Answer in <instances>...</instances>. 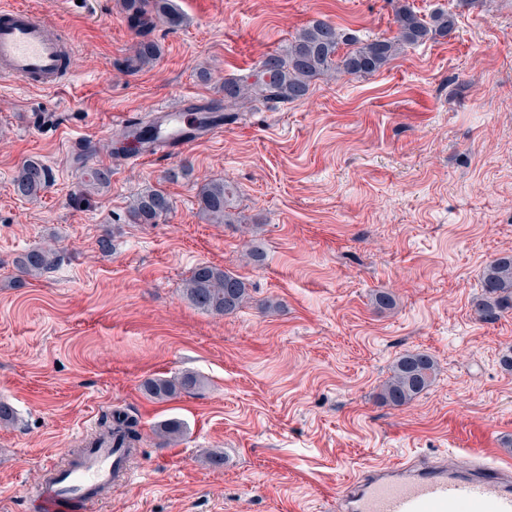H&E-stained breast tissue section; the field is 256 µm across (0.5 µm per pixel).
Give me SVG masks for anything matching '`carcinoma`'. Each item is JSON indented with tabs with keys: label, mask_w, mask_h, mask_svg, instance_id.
Returning <instances> with one entry per match:
<instances>
[{
	"label": "carcinoma",
	"mask_w": 512,
	"mask_h": 512,
	"mask_svg": "<svg viewBox=\"0 0 512 512\" xmlns=\"http://www.w3.org/2000/svg\"><path fill=\"white\" fill-rule=\"evenodd\" d=\"M129 23L141 37L133 55L125 60L124 69L135 71L153 61L158 47L147 38L153 18H162L176 28L183 16L173 7L172 0H124ZM397 36L358 41L347 36L327 20H315L300 29L282 49L267 54L254 74L247 78L224 82L223 94L216 110L232 112L258 100L294 102L305 98L312 83L321 77L338 78L342 75H367L380 70L399 55L405 47L430 37H444L454 27L452 16L438 12L424 20L408 4L395 12ZM349 44L352 49L338 56V48ZM50 170L44 164L29 160L17 169L13 187L17 194L33 198L50 184ZM234 189L222 180H210L201 185L199 200L203 213L215 224H233ZM172 209L169 195L149 187L139 192L130 202L128 220L132 224H156ZM57 252L44 246L25 251L16 260L17 266L29 275H41L57 264ZM482 294L475 303L478 315L493 321L501 313L512 309V256L494 260L486 269ZM183 292L191 305L215 315H229L240 309L248 299V288L237 273L208 263L196 265L185 279ZM436 373L433 358L425 353H406L391 367V374L383 384L381 398L388 404L401 407L425 391ZM200 385L193 372H184L171 378L149 379L145 392L153 399L165 401L178 393L191 392ZM184 423L171 418L159 423L155 434L171 441L184 434ZM112 439L114 448H133L141 440L137 419L123 411L102 414L98 435Z\"/></svg>",
	"instance_id": "cac0c4a2"
}]
</instances>
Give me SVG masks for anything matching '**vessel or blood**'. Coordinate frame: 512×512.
I'll return each mask as SVG.
<instances>
[{
    "mask_svg": "<svg viewBox=\"0 0 512 512\" xmlns=\"http://www.w3.org/2000/svg\"><path fill=\"white\" fill-rule=\"evenodd\" d=\"M69 32L48 15L0 0V81H19L44 92L71 82ZM207 100L186 97L159 106L149 119L157 137L130 154L133 162L172 157L220 133L222 124L199 126L193 112ZM129 461L112 447L92 446L75 459L48 465L44 481L31 495L30 512H91L98 496L112 484L130 482ZM512 512V468L481 459L450 471L428 457L392 466L364 468L336 499V512Z\"/></svg>",
    "mask_w": 512,
    "mask_h": 512,
    "instance_id": "1",
    "label": "vessel or blood"
}]
</instances>
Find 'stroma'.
<instances>
[{
	"label": "stroma",
	"mask_w": 512,
	"mask_h": 512,
	"mask_svg": "<svg viewBox=\"0 0 512 512\" xmlns=\"http://www.w3.org/2000/svg\"><path fill=\"white\" fill-rule=\"evenodd\" d=\"M14 2L70 29L75 80L50 94L0 85V400L14 410L0 423V512H27L47 464L115 409L140 423L138 478L98 512H331L373 463L512 460V372L499 364L512 311L493 322L475 311L486 267L512 255V0H408L423 18L452 15L448 36L370 75L320 78L305 99L256 102L182 155L132 165L102 151L79 167V142L118 139L124 119L182 96H216L314 20L396 36L395 4L173 0L184 24L154 22L157 58L126 72L137 35L120 0H93L88 14ZM31 159L51 183L22 198L12 178ZM101 166L112 182L95 189ZM215 179L234 186L238 223L201 212L198 190ZM148 187L166 190L170 214L128 223ZM43 244L56 266L20 272L17 258ZM255 246L263 261L245 263ZM200 263L244 278L240 310L188 302ZM379 292L392 307L375 306ZM409 352L433 357L435 379L386 405L378 393ZM185 371L201 379L192 393L161 402L143 390ZM169 418L185 432L164 447L153 429Z\"/></svg>",
	"instance_id": "35a3bbf8"
}]
</instances>
